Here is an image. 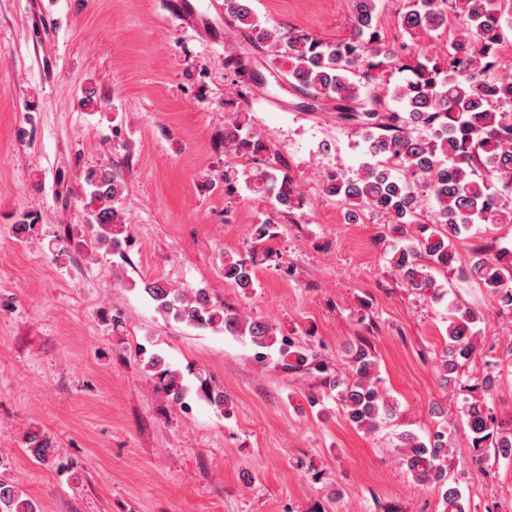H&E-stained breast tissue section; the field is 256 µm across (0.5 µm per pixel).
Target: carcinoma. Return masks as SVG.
I'll use <instances>...</instances> for the list:
<instances>
[{"label":"carcinoma","mask_w":512,"mask_h":512,"mask_svg":"<svg viewBox=\"0 0 512 512\" xmlns=\"http://www.w3.org/2000/svg\"><path fill=\"white\" fill-rule=\"evenodd\" d=\"M230 24L275 73L297 93V108L334 112L336 123L356 131L369 160L358 167L329 170L322 176L325 195L348 206V219L369 213L398 237L390 265L409 288L433 299L442 296L437 276L455 262L454 242L491 232V226L512 223V73L500 71V52L512 32V0H404L400 26L413 39L433 31L447 33L442 52L420 51L401 56L379 26L376 0H354L349 34L325 39L300 30L281 31L260 23L251 0H225ZM224 148L231 158L252 162L267 152L258 134L236 116L224 128ZM95 242L123 255L130 240L126 217L115 207L126 181L114 169H96L84 176ZM251 189L272 196L279 211L299 206V194L288 174L269 161L251 173ZM434 205L435 224L419 221L427 203ZM246 263L224 256V279L241 289L254 286ZM468 278L507 307H512V252L487 246L473 256ZM142 291L167 321L196 329L246 336L256 355L276 346L282 367L291 371L324 370L317 354L277 334L265 321L243 317L198 290L189 296L160 279L142 280ZM477 311L448 304L447 341L439 381L457 382L460 361L475 350ZM156 388L180 406L190 392L180 371L158 354L142 359ZM348 375L336 382V402L349 423L372 433L393 416L396 407L378 387L377 362L368 345L348 350ZM498 373L486 374L483 397L463 405V422L471 447L479 451L478 469L491 460L512 456V423L497 419L491 392ZM196 393L224 410V390L201 381ZM29 454L43 464L52 459L50 438L30 430ZM448 427L423 438L413 431L397 434L394 448L414 479L437 488L443 512H464L461 492L448 484ZM0 512H37L11 482L0 480Z\"/></svg>","instance_id":"carcinoma-1"}]
</instances>
